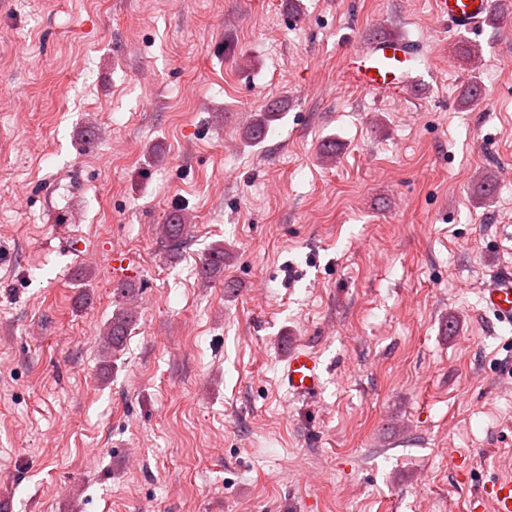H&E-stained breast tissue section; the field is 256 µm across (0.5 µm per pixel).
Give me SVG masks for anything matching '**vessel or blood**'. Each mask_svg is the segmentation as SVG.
<instances>
[{
    "label": "vessel or blood",
    "instance_id": "1",
    "mask_svg": "<svg viewBox=\"0 0 512 512\" xmlns=\"http://www.w3.org/2000/svg\"><path fill=\"white\" fill-rule=\"evenodd\" d=\"M441 20L452 29L474 32L482 28L491 12L492 0H435ZM422 59L408 40L385 36L373 39L368 51L352 52L345 69L352 81L366 91L401 93L413 86L421 75ZM484 308L495 319L512 327V266L493 272L482 292ZM283 379L290 393L316 394L323 385V369L314 353L304 348L289 351ZM492 501L493 512H512V478L501 479L481 488L475 503Z\"/></svg>",
    "mask_w": 512,
    "mask_h": 512
}]
</instances>
